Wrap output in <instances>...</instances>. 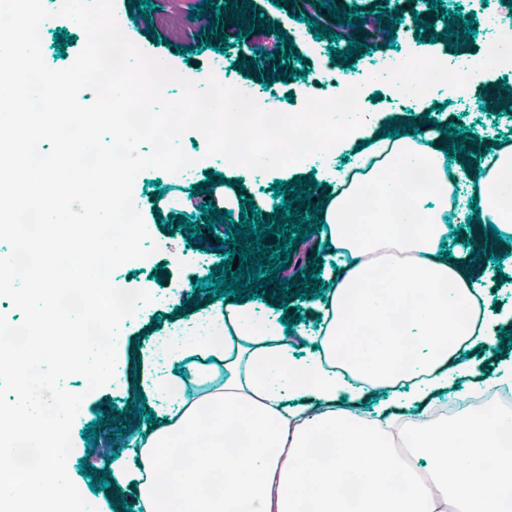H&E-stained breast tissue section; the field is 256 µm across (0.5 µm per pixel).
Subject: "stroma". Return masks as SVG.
I'll list each match as a JSON object with an SVG mask.
<instances>
[{
    "label": "stroma",
    "mask_w": 512,
    "mask_h": 512,
    "mask_svg": "<svg viewBox=\"0 0 512 512\" xmlns=\"http://www.w3.org/2000/svg\"><path fill=\"white\" fill-rule=\"evenodd\" d=\"M153 9L150 19L137 17L136 6L129 0H115V16L123 32L146 55L160 59L176 72L198 76L201 79L216 77L227 86L245 84L246 78L239 72L236 63L241 57H253L255 51L266 52L262 67H270L269 56L277 50L279 40L275 34L266 32L265 28H256L246 43L235 45L227 52L219 53L206 48L195 52L191 57L177 55L180 46L195 47L200 42L199 26L191 16L200 0H152ZM258 11L267 18L279 22L289 38L293 40L297 51L303 56V69L307 75L293 78L289 82L278 81L272 84L271 93L266 100L269 105L286 111H300L308 96L322 92L325 84L333 79H351L364 85L362 109L379 117L417 119L428 113L431 106H440L436 119L442 124H454L466 129L469 136L478 138L479 142L512 140V112L494 114L481 111L480 106L487 92L498 90L500 83H507L512 88V74L488 67L480 84L471 85L466 96H457L455 90L440 84L430 94L419 98L404 99L385 82L364 84L363 79L372 61L371 55L355 60L352 66L340 67L331 61L329 46L346 49L345 40L329 42L315 39L309 25L296 21L300 8L296 0H290L285 8H277L271 0H252ZM441 7L460 9L463 18H476L477 33L467 40L459 53L469 59L479 58V49L486 37L484 20L490 15H505L512 11L506 0H440ZM154 26V37H147V26ZM293 94V101H286V94ZM184 151L195 158L196 164L191 174L174 176L158 169H147L137 177V189L140 193L137 209L144 218L150 241L158 250L146 264L132 267L123 265L117 268L113 279L126 286L148 288L152 303L139 309L134 317L124 320L119 333L120 344L117 348V362L113 381L93 392L88 393L82 408L72 426L71 437L73 450L68 458L70 477L80 493L93 500L99 512H113L111 503L116 500L119 482H112L109 489L94 492L89 488V480L80 473L81 462H88L93 470L102 471L107 467L106 459L113 452L120 451L127 456H134V438L123 435L118 442H111L110 436L115 431L114 425L102 428L96 449H89L83 431L86 425L96 420L95 406L110 399L117 410H125L130 400L135 397L131 386L132 367L145 370L163 369V361L153 357L151 352V333L155 329L169 331L171 325L190 327L192 316L174 315L173 302H184L194 295L193 284L196 279L207 277L213 267L223 260L224 255L210 249H197L188 243L182 230L168 233L163 229V218L177 215L184 218L199 216L202 197L193 195L192 187L205 180L207 173L217 172L228 179L241 180L245 190L244 197L252 199L260 206L263 214H274L276 201L271 187L275 181H290L298 176H314L316 183H324L326 164L313 159L281 170L254 172L242 167L230 168L222 157H206V143L200 140L198 132H187L181 139ZM496 253L502 254V263L482 259L481 269L488 288L484 294L486 306L498 305L504 308L512 306V236L495 245ZM164 267L166 278L156 281L154 273L157 267Z\"/></svg>",
    "instance_id": "stroma-1"
}]
</instances>
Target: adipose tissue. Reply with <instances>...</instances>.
<instances>
[{"mask_svg":"<svg viewBox=\"0 0 512 512\" xmlns=\"http://www.w3.org/2000/svg\"><path fill=\"white\" fill-rule=\"evenodd\" d=\"M382 125L355 114L335 145L351 161L327 180L318 243L335 265L317 334L226 300L198 312L205 334L156 341L182 371L150 377L158 422L135 463L112 467L143 512H512V413L430 416L512 384V354L495 355L512 316L480 307L470 251L441 257L449 224L475 212L477 244L489 224L512 235V141L472 171L427 122L395 139ZM418 167L428 182L409 179ZM463 184L476 207L457 199ZM174 455L191 467L172 469Z\"/></svg>","mask_w":512,"mask_h":512,"instance_id":"adipose-tissue-1","label":"adipose tissue"}]
</instances>
